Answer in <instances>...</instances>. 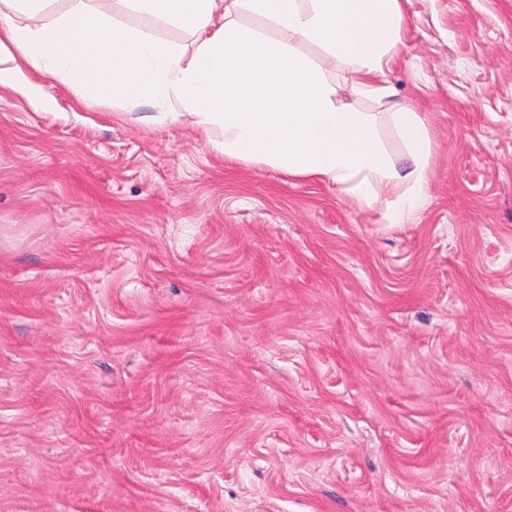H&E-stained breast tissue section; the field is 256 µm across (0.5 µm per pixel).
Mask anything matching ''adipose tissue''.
<instances>
[{
  "instance_id": "ef3b65f1",
  "label": "adipose tissue",
  "mask_w": 512,
  "mask_h": 512,
  "mask_svg": "<svg viewBox=\"0 0 512 512\" xmlns=\"http://www.w3.org/2000/svg\"><path fill=\"white\" fill-rule=\"evenodd\" d=\"M53 0H0V84L21 64L75 77L95 103L142 100L186 113L225 158L334 184L403 224L428 203L430 137L416 113L390 118L413 161L400 171L373 116L338 104L332 83L296 45L321 47L356 94L383 98L385 61L404 42L400 0H123L133 12L198 35L192 54L116 26L85 0L47 19ZM24 23H14V16ZM262 19L269 38L242 16Z\"/></svg>"
}]
</instances>
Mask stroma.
I'll list each match as a JSON object with an SVG mask.
<instances>
[{
	"label": "stroma",
	"mask_w": 512,
	"mask_h": 512,
	"mask_svg": "<svg viewBox=\"0 0 512 512\" xmlns=\"http://www.w3.org/2000/svg\"><path fill=\"white\" fill-rule=\"evenodd\" d=\"M115 24L197 37L108 0ZM405 224L189 115L0 84V512H512V0H403Z\"/></svg>",
	"instance_id": "35a3bbf8"
}]
</instances>
